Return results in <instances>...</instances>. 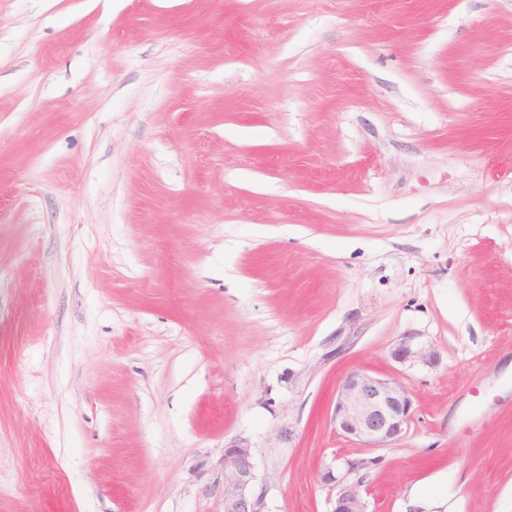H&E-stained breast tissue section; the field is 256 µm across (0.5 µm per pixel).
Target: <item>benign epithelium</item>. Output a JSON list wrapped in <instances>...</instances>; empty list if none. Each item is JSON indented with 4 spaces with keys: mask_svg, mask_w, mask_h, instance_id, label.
<instances>
[{
    "mask_svg": "<svg viewBox=\"0 0 512 512\" xmlns=\"http://www.w3.org/2000/svg\"><path fill=\"white\" fill-rule=\"evenodd\" d=\"M393 357L427 364L436 360L435 352L413 347L408 337L395 347ZM411 418L412 401L401 383L360 370L342 379L331 413L339 435L368 448H385L397 441ZM322 479L340 485L333 512H367L361 482L343 484L331 470ZM262 499L256 491L251 446L244 439L230 442L224 448V512H261Z\"/></svg>",
    "mask_w": 512,
    "mask_h": 512,
    "instance_id": "obj_1",
    "label": "benign epithelium"
}]
</instances>
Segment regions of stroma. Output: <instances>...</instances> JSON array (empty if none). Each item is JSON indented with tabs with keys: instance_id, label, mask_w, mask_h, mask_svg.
Returning <instances> with one entry per match:
<instances>
[{
	"instance_id": "35a3bbf8",
	"label": "stroma",
	"mask_w": 512,
	"mask_h": 512,
	"mask_svg": "<svg viewBox=\"0 0 512 512\" xmlns=\"http://www.w3.org/2000/svg\"><path fill=\"white\" fill-rule=\"evenodd\" d=\"M237 438L262 512H512V0H0V512H223ZM393 357L399 362L414 361L432 364L436 360L434 351L414 348L410 338H405L393 350ZM412 413V401L401 383L356 370L337 388L331 422L350 441L385 448L402 437ZM322 479L324 482H334L341 485L335 500L332 512H368L364 498L360 494L361 481L349 484H340L343 481L334 475L332 470H327Z\"/></svg>"
}]
</instances>
